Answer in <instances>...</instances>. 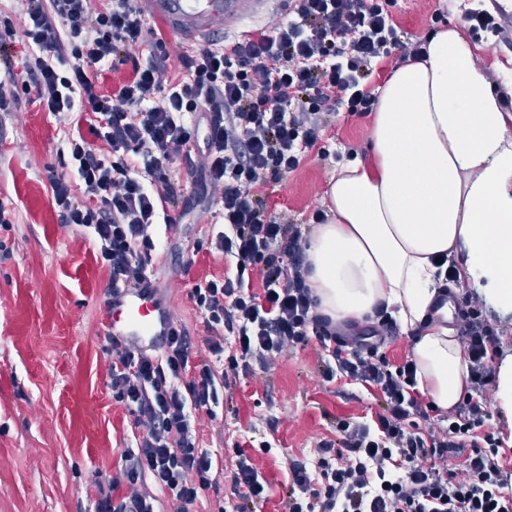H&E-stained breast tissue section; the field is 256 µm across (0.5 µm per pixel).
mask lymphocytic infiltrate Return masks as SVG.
<instances>
[{
  "label": "lymphocytic infiltrate",
  "instance_id": "1",
  "mask_svg": "<svg viewBox=\"0 0 512 512\" xmlns=\"http://www.w3.org/2000/svg\"><path fill=\"white\" fill-rule=\"evenodd\" d=\"M26 0L25 63L31 84L0 80V112L34 93L43 111L68 120L69 173L51 177L62 223L92 229L97 261L110 285L151 284L160 252L157 228L181 196L172 176L177 156L195 141L196 116L208 135L199 168L215 196L218 223L209 248L232 262L220 277L190 291L202 330L175 327L163 350L147 354L113 339L112 397L141 432L120 456V478L100 494L96 512H155L138 491L153 480L170 512H190L218 481L228 482L236 512L265 500L268 482L243 445L234 469L204 450L199 416L216 418L229 379L317 340L330 380L373 386L382 399L370 423L338 422L310 461L291 464L288 512H512V451L485 430L498 336L478 298L464 300L457 322L469 358V386L459 405L439 414L419 393L412 357L390 365L378 350L397 324L377 308L346 340L318 309L307 283L305 237L268 216L261 188L296 170L318 149L321 116L335 109L363 117L377 99L368 90L373 61L405 48L393 0H287L286 14L224 47L160 52L141 59L145 21L135 0ZM122 72L103 89V72ZM90 118L110 157L82 133ZM260 289H253V281Z\"/></svg>",
  "mask_w": 512,
  "mask_h": 512
}]
</instances>
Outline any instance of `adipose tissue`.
I'll return each mask as SVG.
<instances>
[{"label": "adipose tissue", "instance_id": "adipose-tissue-1", "mask_svg": "<svg viewBox=\"0 0 512 512\" xmlns=\"http://www.w3.org/2000/svg\"><path fill=\"white\" fill-rule=\"evenodd\" d=\"M464 30L431 35L378 90L370 154L340 163L327 221L306 245L308 283L333 322L385 307L413 337L418 386L441 411L468 379L463 345L438 306L443 257L512 308V103L475 61Z\"/></svg>", "mask_w": 512, "mask_h": 512}]
</instances>
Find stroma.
I'll return each mask as SVG.
<instances>
[{
	"instance_id": "stroma-1",
	"label": "stroma",
	"mask_w": 512,
	"mask_h": 512,
	"mask_svg": "<svg viewBox=\"0 0 512 512\" xmlns=\"http://www.w3.org/2000/svg\"><path fill=\"white\" fill-rule=\"evenodd\" d=\"M472 0H397L393 17L402 41L463 24ZM499 15L500 36H482L478 64L498 73L512 61V0H482ZM326 152L310 155L281 180L263 188L275 217L311 225L337 163L366 154L371 117L326 115ZM68 128L22 96L18 111L0 112V202L13 213L0 227V512H94L102 485L118 472L121 453L135 447L132 417L108 386L112 344L103 332L108 276L96 261L87 228L61 223L49 192L50 176L65 172ZM173 176L184 188L181 218L160 231L165 261L152 280L189 331L200 317L189 293L196 281L223 275L230 263L220 252L193 253L203 227L214 220L216 201L200 198L197 175L177 160ZM474 293L500 337L497 367L512 363V309L492 300L484 282L451 291L452 304ZM325 356L309 343L264 366L253 363L224 394V411L202 419V446L235 465L226 448L249 445L253 463L269 482L267 500L250 512H286L283 485L292 461L312 458L318 443L336 436L338 421L361 422L378 405L376 391L326 382Z\"/></svg>"
}]
</instances>
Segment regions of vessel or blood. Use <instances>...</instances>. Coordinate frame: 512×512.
I'll list each match as a JSON object with an SVG mask.
<instances>
[{
  "label": "vessel or blood",
  "mask_w": 512,
  "mask_h": 512,
  "mask_svg": "<svg viewBox=\"0 0 512 512\" xmlns=\"http://www.w3.org/2000/svg\"><path fill=\"white\" fill-rule=\"evenodd\" d=\"M281 0H136L140 11L162 24L171 35L198 45L218 30L238 33L244 21L258 19ZM175 324L172 307L154 288H121L112 291L103 308L106 335L161 350Z\"/></svg>",
  "instance_id": "vessel-or-blood-1"
}]
</instances>
